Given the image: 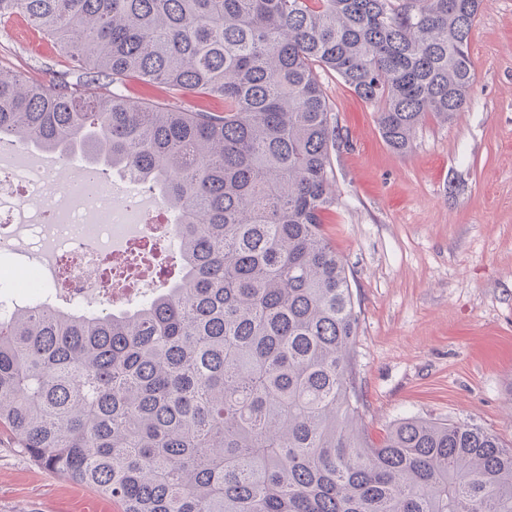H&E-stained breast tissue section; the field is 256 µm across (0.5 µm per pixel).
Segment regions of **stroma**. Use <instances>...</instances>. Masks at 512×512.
Masks as SVG:
<instances>
[{
  "mask_svg": "<svg viewBox=\"0 0 512 512\" xmlns=\"http://www.w3.org/2000/svg\"><path fill=\"white\" fill-rule=\"evenodd\" d=\"M469 54L468 106L449 121L428 118L403 154L384 142L373 105L321 76L342 138L323 229L347 264L361 426L376 441L422 418L473 423L512 442V0H489ZM64 64L24 17L0 25V65L40 81ZM124 86L139 104L224 109L221 99L135 78ZM90 499L98 512H122L41 467L0 428V512H79Z\"/></svg>",
  "mask_w": 512,
  "mask_h": 512,
  "instance_id": "1",
  "label": "stroma"
}]
</instances>
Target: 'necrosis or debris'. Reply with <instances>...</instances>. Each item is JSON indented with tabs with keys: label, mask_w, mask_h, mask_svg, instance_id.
Instances as JSON below:
<instances>
[{
	"label": "necrosis or debris",
	"mask_w": 512,
	"mask_h": 512,
	"mask_svg": "<svg viewBox=\"0 0 512 512\" xmlns=\"http://www.w3.org/2000/svg\"><path fill=\"white\" fill-rule=\"evenodd\" d=\"M0 143V318L16 308L95 310L146 298L162 253L175 247V219L144 206L139 181L106 178L79 192L77 172L42 157L17 161Z\"/></svg>",
	"instance_id": "4bbe7bcc"
}]
</instances>
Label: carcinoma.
Segmentation results:
<instances>
[{"mask_svg": "<svg viewBox=\"0 0 512 512\" xmlns=\"http://www.w3.org/2000/svg\"><path fill=\"white\" fill-rule=\"evenodd\" d=\"M488 0H0L68 69L0 66V135L156 186L182 275L132 311L0 320V428L122 512H512V445L468 422L357 426L358 315L322 232L340 132L320 72L407 152L474 84ZM129 77L224 111L141 105Z\"/></svg>", "mask_w": 512, "mask_h": 512, "instance_id": "1", "label": "carcinoma"}]
</instances>
